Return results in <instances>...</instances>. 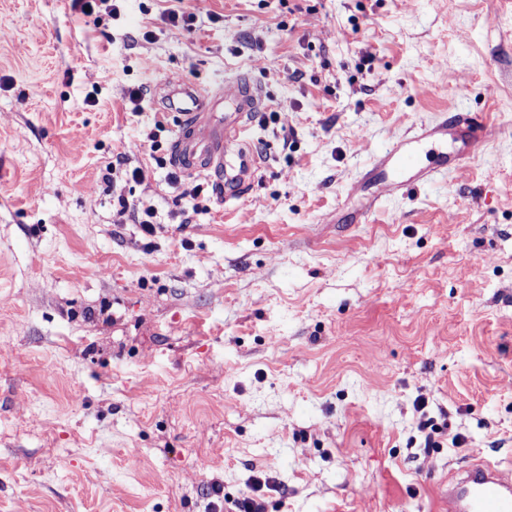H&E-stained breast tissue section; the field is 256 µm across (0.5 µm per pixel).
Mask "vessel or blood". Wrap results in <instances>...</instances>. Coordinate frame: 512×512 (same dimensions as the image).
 <instances>
[{
	"label": "vessel or blood",
	"instance_id": "b4317fda",
	"mask_svg": "<svg viewBox=\"0 0 512 512\" xmlns=\"http://www.w3.org/2000/svg\"><path fill=\"white\" fill-rule=\"evenodd\" d=\"M167 85L166 109L179 116L170 146L172 166L190 175H221L220 195L228 202L238 200L255 176L257 160L247 149L246 133L264 108L260 91L243 82L224 92L180 88L172 79ZM499 133V126L483 115L450 112L389 148L372 151L366 179L388 196L405 194L447 170H462ZM448 140L458 142L456 152L443 155L438 166L419 165L421 146ZM230 152L236 154L237 163L228 169L224 157ZM446 497L448 512H512V470L488 462L474 464L461 477L449 480Z\"/></svg>",
	"mask_w": 512,
	"mask_h": 512
}]
</instances>
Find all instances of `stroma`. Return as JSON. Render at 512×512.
Masks as SVG:
<instances>
[{
	"label": "stroma",
	"mask_w": 512,
	"mask_h": 512,
	"mask_svg": "<svg viewBox=\"0 0 512 512\" xmlns=\"http://www.w3.org/2000/svg\"><path fill=\"white\" fill-rule=\"evenodd\" d=\"M239 75L281 116L261 168L174 223L156 86ZM458 109L500 134L361 216L371 148ZM478 461L512 463V0H0V512H231L257 477L266 512H448ZM113 221L117 224H127V220L131 218L133 224H140L143 231L151 233L156 224V210L153 206H145L142 204L130 203L125 197L121 196L117 199L115 213H113Z\"/></svg>",
	"instance_id": "obj_1"
}]
</instances>
